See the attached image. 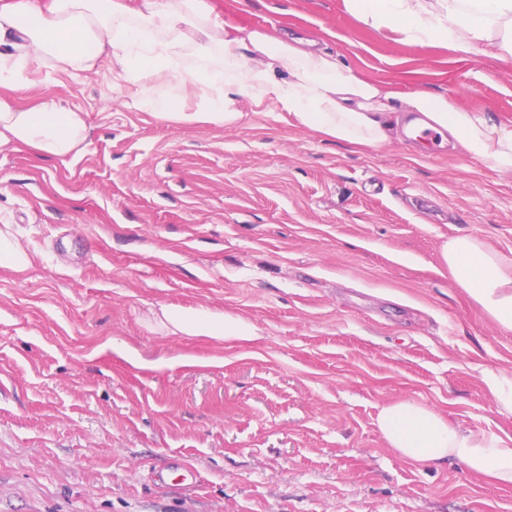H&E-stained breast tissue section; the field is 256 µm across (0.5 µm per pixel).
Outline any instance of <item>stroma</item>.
Wrapping results in <instances>:
<instances>
[{"instance_id": "stroma-1", "label": "stroma", "mask_w": 512, "mask_h": 512, "mask_svg": "<svg viewBox=\"0 0 512 512\" xmlns=\"http://www.w3.org/2000/svg\"><path fill=\"white\" fill-rule=\"evenodd\" d=\"M209 2L512 129V57L399 42L345 0ZM15 96L80 110L87 140L0 150V221L33 255L0 266V512H512V486L405 460L376 425L410 400L512 436L483 376L512 369V332L439 257L467 234L512 258V175L425 139L356 150L246 102L231 128L167 123L122 106L105 65ZM165 306L259 338L173 331ZM167 457L203 488L154 485Z\"/></svg>"}]
</instances>
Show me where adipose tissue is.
I'll list each match as a JSON object with an SVG mask.
<instances>
[{"label":"adipose tissue","mask_w":512,"mask_h":512,"mask_svg":"<svg viewBox=\"0 0 512 512\" xmlns=\"http://www.w3.org/2000/svg\"><path fill=\"white\" fill-rule=\"evenodd\" d=\"M372 29L425 47L512 56V0H346ZM112 70L125 107L176 124L231 128L242 102L288 113L294 124L355 149L397 137L404 113L419 112L422 129L448 132L480 165L512 174V130L486 112L427 91L397 92L361 78L336 55L267 30L224 20L208 0H0V147L14 144L63 158L86 139L80 112L53 100L19 105L13 90L32 74ZM440 261L506 332L512 331V260L480 239L445 240ZM179 331L256 340L246 322L204 310L164 309ZM390 448L414 462L453 460L469 473L512 485V437L465 429L428 406L398 401L376 421Z\"/></svg>","instance_id":"obj_1"}]
</instances>
